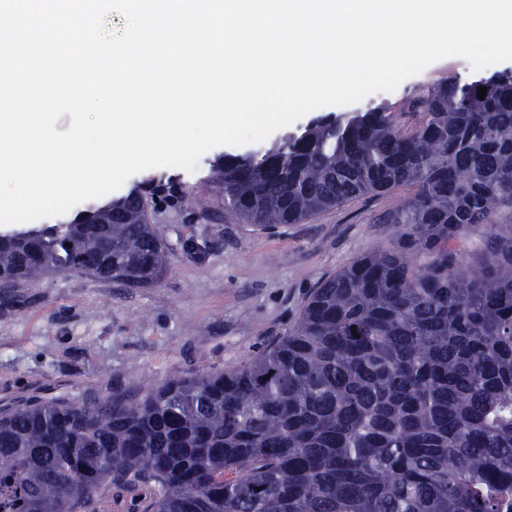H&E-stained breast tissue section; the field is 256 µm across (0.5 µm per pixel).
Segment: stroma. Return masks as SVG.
<instances>
[{
  "mask_svg": "<svg viewBox=\"0 0 512 512\" xmlns=\"http://www.w3.org/2000/svg\"><path fill=\"white\" fill-rule=\"evenodd\" d=\"M473 71L463 59L439 60L404 80L393 96L360 107L398 109L415 89ZM204 153L195 171L161 167L130 176L112 191L161 182L196 195L194 211L162 201L153 215L171 249L158 283L126 288L73 274L34 281L22 308L0 309V408L31 397L101 396L164 380L232 368L287 335L318 282L396 235L377 216L402 189L363 197L298 224L263 230L224 218V192L211 166L227 153Z\"/></svg>",
  "mask_w": 512,
  "mask_h": 512,
  "instance_id": "stroma-1",
  "label": "stroma"
}]
</instances>
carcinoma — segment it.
Instances as JSON below:
<instances>
[{"mask_svg": "<svg viewBox=\"0 0 512 512\" xmlns=\"http://www.w3.org/2000/svg\"><path fill=\"white\" fill-rule=\"evenodd\" d=\"M406 111L224 155L232 220L298 224L405 188L379 217L397 235L239 366L1 409L0 512H99L114 486L152 489L150 512H512V74L432 84ZM166 197L193 208L158 184L0 233V300L50 274L153 284Z\"/></svg>", "mask_w": 512, "mask_h": 512, "instance_id": "1", "label": "carcinoma"}]
</instances>
